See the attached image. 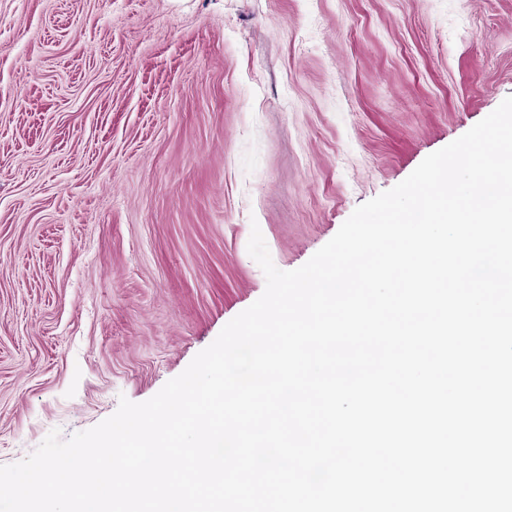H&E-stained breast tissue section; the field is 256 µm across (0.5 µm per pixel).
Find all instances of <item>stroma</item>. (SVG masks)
Masks as SVG:
<instances>
[{
    "label": "stroma",
    "instance_id": "stroma-1",
    "mask_svg": "<svg viewBox=\"0 0 512 512\" xmlns=\"http://www.w3.org/2000/svg\"><path fill=\"white\" fill-rule=\"evenodd\" d=\"M512 96V0H0V465L140 403Z\"/></svg>",
    "mask_w": 512,
    "mask_h": 512
}]
</instances>
